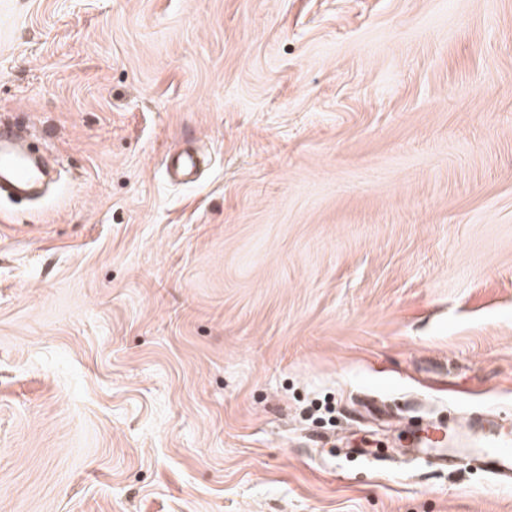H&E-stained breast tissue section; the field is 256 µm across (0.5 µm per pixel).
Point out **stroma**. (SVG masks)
Returning <instances> with one entry per match:
<instances>
[{
  "label": "stroma",
  "mask_w": 512,
  "mask_h": 512,
  "mask_svg": "<svg viewBox=\"0 0 512 512\" xmlns=\"http://www.w3.org/2000/svg\"><path fill=\"white\" fill-rule=\"evenodd\" d=\"M3 122L0 512H512L412 446L512 422V0H0ZM12 132L5 134L0 132V185L14 191L22 192L35 180L34 170L26 161L9 151L3 150L2 143L5 139H11Z\"/></svg>",
  "instance_id": "1"
}]
</instances>
